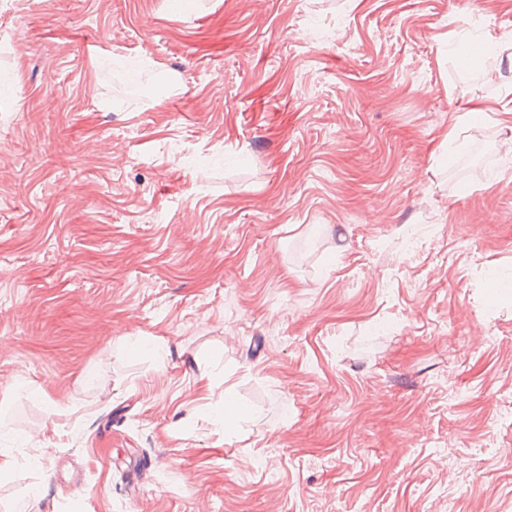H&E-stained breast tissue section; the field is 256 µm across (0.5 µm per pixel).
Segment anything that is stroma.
<instances>
[{"label":"stroma","instance_id":"obj_1","mask_svg":"<svg viewBox=\"0 0 512 512\" xmlns=\"http://www.w3.org/2000/svg\"><path fill=\"white\" fill-rule=\"evenodd\" d=\"M484 30L512 0H0V512H512Z\"/></svg>","mask_w":512,"mask_h":512}]
</instances>
